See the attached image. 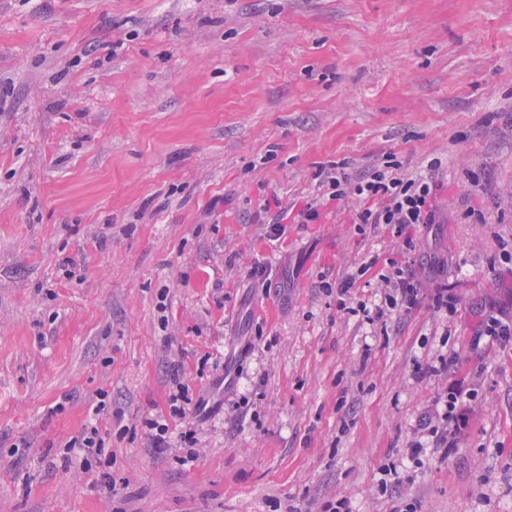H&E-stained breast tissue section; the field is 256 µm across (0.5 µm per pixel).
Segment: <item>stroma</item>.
Listing matches in <instances>:
<instances>
[{"mask_svg": "<svg viewBox=\"0 0 512 512\" xmlns=\"http://www.w3.org/2000/svg\"><path fill=\"white\" fill-rule=\"evenodd\" d=\"M435 157L411 243L353 197L266 234L264 199ZM410 257L418 306L375 318ZM490 311L512 319V0H0V512H512ZM176 362L220 410L170 417ZM458 381L446 456L424 423ZM93 421L111 464L71 448Z\"/></svg>", "mask_w": 512, "mask_h": 512, "instance_id": "obj_1", "label": "stroma"}]
</instances>
